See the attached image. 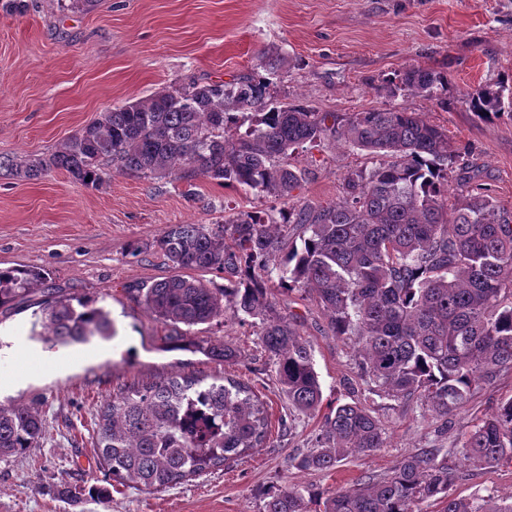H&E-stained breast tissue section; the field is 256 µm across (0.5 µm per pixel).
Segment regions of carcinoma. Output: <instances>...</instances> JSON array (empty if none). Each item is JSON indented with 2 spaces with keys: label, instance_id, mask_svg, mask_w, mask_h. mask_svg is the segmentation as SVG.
<instances>
[{
  "label": "carcinoma",
  "instance_id": "obj_1",
  "mask_svg": "<svg viewBox=\"0 0 512 512\" xmlns=\"http://www.w3.org/2000/svg\"><path fill=\"white\" fill-rule=\"evenodd\" d=\"M447 85V75L414 68L400 89L438 100ZM468 102L481 118L505 112L501 88L480 86ZM325 140L374 159L369 170L343 176L338 200L272 206L222 224H171L152 244L156 252L174 269L214 270L227 284L210 288L179 274L135 283L128 293L176 328L218 318L259 322L288 406L315 413L322 389L312 349L275 298L278 288L301 290L332 335L353 342L368 393L415 399L424 416L446 421L477 386L512 369V209L474 171L456 166L448 133L417 113L385 108L340 118L299 100L274 101L268 82L252 76L191 80L101 113L47 157H0V177L30 180L62 169L97 186L110 163L145 178L200 175L287 200L306 176L288 158ZM451 177L459 197L450 210ZM45 281L39 270L0 268V309ZM33 316L31 333L48 350L117 333L109 311L88 298L50 295ZM169 342L228 365L237 358L230 347H204L184 334ZM43 435L37 410L0 403V460L39 447ZM271 436L265 403L248 384L174 374L112 394L96 413L92 440L112 482L159 492L266 448ZM386 446L384 425L357 398L329 408L310 448L290 464L329 471ZM459 448L470 467L512 462V398L465 433ZM453 454L422 448L389 476L326 495L272 487L262 512H309L311 499L322 500V512H416L428 500L440 512H512V497L454 496Z\"/></svg>",
  "mask_w": 512,
  "mask_h": 512
}]
</instances>
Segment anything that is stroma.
<instances>
[{
  "label": "stroma",
  "mask_w": 512,
  "mask_h": 512,
  "mask_svg": "<svg viewBox=\"0 0 512 512\" xmlns=\"http://www.w3.org/2000/svg\"><path fill=\"white\" fill-rule=\"evenodd\" d=\"M268 51L285 59L277 71L256 66ZM417 67L447 75L441 99L399 89L403 73ZM253 71L280 102L340 115L385 107L419 113L447 130L449 150L512 208V116L482 119L467 103L469 92L497 83L512 99V0H100L91 10L30 0L26 13L0 10V156L51 154L106 110L193 79L229 81ZM289 161L307 172L293 193L299 204L334 201L347 171L373 165L367 152L336 144L304 148ZM272 204L266 194L200 176L151 180L114 170L96 187L62 170L0 179V267L44 270L48 288L96 300L118 331L109 341L46 353L38 374L0 388V402L36 407L45 427L40 447L0 461V512H262L270 487L336 491L391 474L419 449L454 447L512 397V369L476 388L444 423L424 419L416 402L366 394L351 341L332 336L304 293H281L280 311L298 315L313 350L323 403L366 394L388 438L387 448L350 456L327 473L292 467L321 417L289 410L258 327L215 320L192 328L195 341L236 350L226 367L166 350L173 328L127 292L173 275L153 248L169 225L220 223ZM31 321L25 303L0 313V355L13 359L33 346ZM224 372L254 386L272 420L286 419V428L272 431L273 447L161 492L110 485L92 426L113 392L175 373ZM448 464L459 497L512 496V463L475 469L455 456ZM93 485L110 486L109 506L86 496ZM63 487L79 500L60 498Z\"/></svg>",
  "instance_id": "1"
}]
</instances>
